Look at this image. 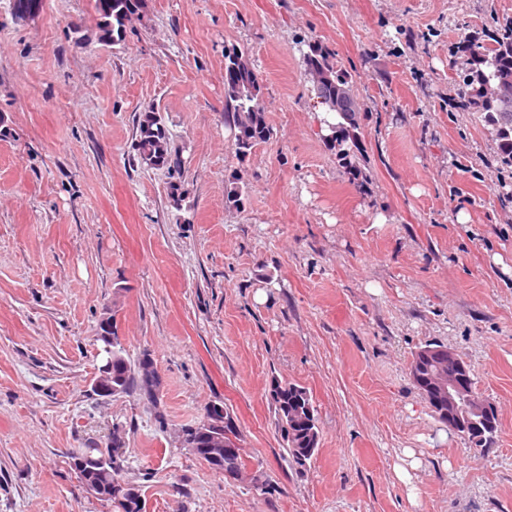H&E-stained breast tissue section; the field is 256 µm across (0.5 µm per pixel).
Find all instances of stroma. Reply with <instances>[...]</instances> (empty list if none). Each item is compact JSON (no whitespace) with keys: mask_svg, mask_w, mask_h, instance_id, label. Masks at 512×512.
Listing matches in <instances>:
<instances>
[{"mask_svg":"<svg viewBox=\"0 0 512 512\" xmlns=\"http://www.w3.org/2000/svg\"><path fill=\"white\" fill-rule=\"evenodd\" d=\"M506 25L512 0H144L106 43L94 0L31 17L0 0V512H107L68 456L116 428L146 512H512V169L453 81L467 42ZM314 42L360 106L355 176L326 140ZM231 46L271 129L243 158ZM147 112L180 182L137 156ZM107 307L128 358L159 367V405L93 393ZM429 343L496 405L488 448L412 382ZM277 379L317 409L302 468ZM214 402L246 478L177 445ZM288 394V402H282L277 398V393ZM302 398L307 405L310 417L308 424L304 429L308 435V443L304 446L300 443V436H295L294 427L288 420V408H291L293 402L298 398ZM272 399L274 404V412L277 416L278 425L281 429L284 448H286L289 458L297 466H304L318 450L320 441V432L317 421L316 410L313 406L311 398L305 388L293 383L274 381L272 390ZM289 428V429H288ZM304 435V436H305Z\"/></svg>","mask_w":512,"mask_h":512,"instance_id":"35a3bbf8","label":"stroma"}]
</instances>
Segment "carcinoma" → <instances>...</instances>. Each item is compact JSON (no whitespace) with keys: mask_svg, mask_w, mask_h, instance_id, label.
I'll return each instance as SVG.
<instances>
[{"mask_svg":"<svg viewBox=\"0 0 512 512\" xmlns=\"http://www.w3.org/2000/svg\"><path fill=\"white\" fill-rule=\"evenodd\" d=\"M100 17L99 27L107 41L122 38L127 24L139 15L143 0H94ZM469 68L456 74L455 82L463 99L482 112L484 122L495 132L498 158L512 167V98L507 101L480 103V83L487 79H507L512 82V25L498 29L489 37V42H471ZM330 53L318 44L309 45L306 66L325 68L331 77L327 83L313 87L316 97L327 105L336 100V94L349 86L347 75L334 68L329 61ZM253 76L245 54L235 47L224 54V123L234 130L235 151L245 156L257 145L270 137L265 119V107L260 99L258 80L251 81V91L241 87L243 76ZM354 108L352 112L336 113V121L326 122L327 128L341 127L342 137L334 144L340 160L351 166L353 147L357 143L358 124ZM139 158L152 167H172L170 137L157 117L145 114L138 126L136 144ZM136 363L126 356L122 345L116 346V362L112 366L114 383L121 393L139 391L135 377ZM274 412L281 429L289 458L297 466H304L318 451L320 432L316 410L305 388L293 383L274 381L272 390ZM497 427H485L474 431H460V436L474 448H487L492 444ZM112 463L106 465L102 474L90 477L73 470L80 484L94 478L100 484V494L95 499L112 512H145V500L139 486L125 481L120 475V449L126 447L122 436L112 437Z\"/></svg>","mask_w":512,"mask_h":512,"instance_id":"obj_1","label":"carcinoma"}]
</instances>
